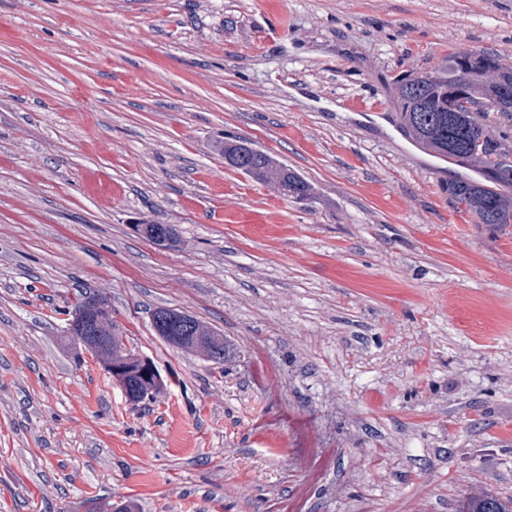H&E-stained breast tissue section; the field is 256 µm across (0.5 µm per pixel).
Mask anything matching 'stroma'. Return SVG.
<instances>
[{
  "instance_id": "stroma-1",
  "label": "stroma",
  "mask_w": 512,
  "mask_h": 512,
  "mask_svg": "<svg viewBox=\"0 0 512 512\" xmlns=\"http://www.w3.org/2000/svg\"><path fill=\"white\" fill-rule=\"evenodd\" d=\"M484 49L512 68V0H0V512L512 497V224L458 209L392 88ZM235 137L313 196L227 165ZM93 294L153 399L71 344ZM160 307L230 358L169 345Z\"/></svg>"
}]
</instances>
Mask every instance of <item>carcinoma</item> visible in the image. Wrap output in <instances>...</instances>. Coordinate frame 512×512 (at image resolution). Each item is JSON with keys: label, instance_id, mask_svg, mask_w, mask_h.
<instances>
[{"label": "carcinoma", "instance_id": "1", "mask_svg": "<svg viewBox=\"0 0 512 512\" xmlns=\"http://www.w3.org/2000/svg\"><path fill=\"white\" fill-rule=\"evenodd\" d=\"M512 86V68L503 66L488 51H461L436 71H408L395 80L400 125L417 143L434 154L466 165L482 180L459 179L448 183V194L464 205L479 224H512V161L509 153L494 145L491 137L480 143L474 136L475 117L459 108V98L484 107V113L512 114V97L501 89ZM224 160L262 182L282 186L288 196L311 197L310 184L271 155L243 140L224 142ZM207 354L230 355L231 344L218 332L209 331L201 345ZM458 512H512L506 501L482 492L463 500Z\"/></svg>", "mask_w": 512, "mask_h": 512}]
</instances>
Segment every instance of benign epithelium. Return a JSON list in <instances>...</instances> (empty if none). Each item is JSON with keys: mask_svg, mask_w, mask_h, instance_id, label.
<instances>
[{"mask_svg": "<svg viewBox=\"0 0 512 512\" xmlns=\"http://www.w3.org/2000/svg\"><path fill=\"white\" fill-rule=\"evenodd\" d=\"M112 323V307L103 296L85 298L84 302L72 312L68 323V332L74 343L97 353L102 352V361L113 380L120 386L128 401L138 403L143 399L155 397L162 388L160 375L154 364L147 358L128 349L124 337L118 328L107 330L105 334L92 331L91 324ZM131 366H138L144 375L145 384L137 387L120 376Z\"/></svg>", "mask_w": 512, "mask_h": 512, "instance_id": "obj_1", "label": "benign epithelium"}]
</instances>
